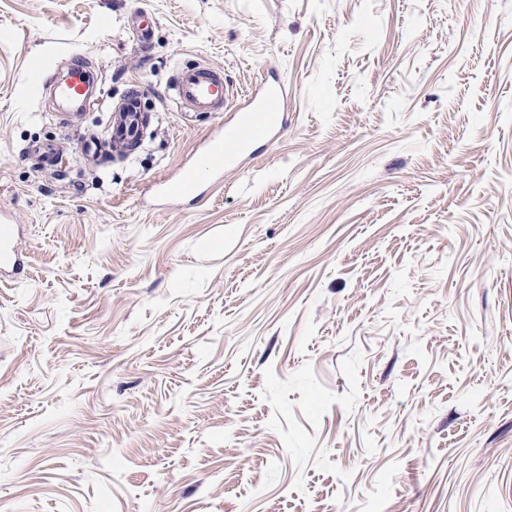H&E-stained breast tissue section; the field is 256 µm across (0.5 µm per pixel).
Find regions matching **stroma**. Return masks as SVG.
Wrapping results in <instances>:
<instances>
[{"mask_svg":"<svg viewBox=\"0 0 512 512\" xmlns=\"http://www.w3.org/2000/svg\"><path fill=\"white\" fill-rule=\"evenodd\" d=\"M196 64L288 128L170 201ZM0 215V512H512V0H0ZM95 76L83 59H73L65 75L54 84H49L41 60L34 58L27 70V83L32 92L43 94L53 87V96L68 107L83 108L90 101L91 87ZM143 97L144 91L136 87L118 105L112 107L110 139L114 148L124 145L139 132L145 112ZM16 224L0 220V272L6 269L17 270L20 261L15 249Z\"/></svg>","mask_w":512,"mask_h":512,"instance_id":"stroma-1","label":"stroma"}]
</instances>
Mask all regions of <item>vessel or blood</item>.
<instances>
[{
	"label": "vessel or blood",
	"mask_w": 512,
	"mask_h": 512,
	"mask_svg": "<svg viewBox=\"0 0 512 512\" xmlns=\"http://www.w3.org/2000/svg\"><path fill=\"white\" fill-rule=\"evenodd\" d=\"M95 76L84 60H72L65 75L48 83L39 59H32L27 70V83L32 92L42 94L52 90L54 97L69 107L82 108L90 101V89ZM173 98L187 112H228L231 120L224 131L212 136L207 149L195 164L175 182L165 184V194L173 200L192 192L200 177L221 168H232L260 143L276 138L284 127L283 89L279 81L263 80L259 90L240 105L239 91L227 81L223 71L196 65L179 69L173 80ZM141 88H133L112 108L111 143L119 147L138 133L144 108ZM17 227L0 220V271L18 269L20 261L15 249Z\"/></svg>",
	"instance_id": "obj_1"
}]
</instances>
